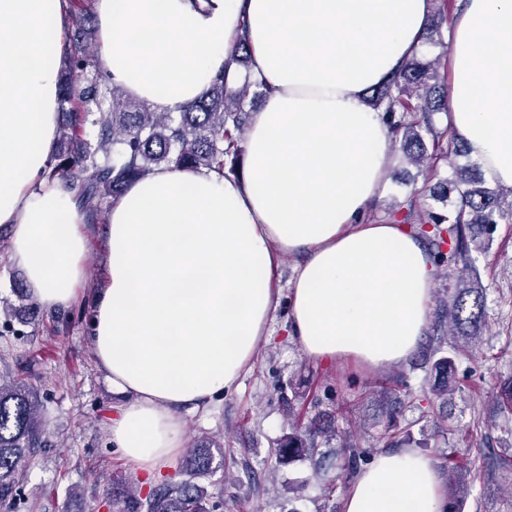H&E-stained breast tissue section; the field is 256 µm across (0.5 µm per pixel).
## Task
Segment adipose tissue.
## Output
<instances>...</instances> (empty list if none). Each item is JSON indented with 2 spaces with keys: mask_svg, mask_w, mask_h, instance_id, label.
<instances>
[{
  "mask_svg": "<svg viewBox=\"0 0 512 512\" xmlns=\"http://www.w3.org/2000/svg\"><path fill=\"white\" fill-rule=\"evenodd\" d=\"M431 0H96L101 69L156 112L209 88L239 26L270 88L246 132L247 175L161 167L107 216L109 263L89 346L119 401L112 445L145 477L184 446V418L236 391L277 308L303 356L373 369L425 334L437 267L407 225L366 220L385 191L392 135L364 97L422 45ZM64 0H0V227L47 312L87 277L82 215L42 175L56 148ZM449 130L493 182L512 186V0H464L454 18ZM416 449L379 452L343 512H447Z\"/></svg>",
  "mask_w": 512,
  "mask_h": 512,
  "instance_id": "ef3b65f1",
  "label": "adipose tissue"
}]
</instances>
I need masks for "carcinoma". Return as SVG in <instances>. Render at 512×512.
<instances>
[{
	"instance_id": "obj_1",
	"label": "carcinoma",
	"mask_w": 512,
	"mask_h": 512,
	"mask_svg": "<svg viewBox=\"0 0 512 512\" xmlns=\"http://www.w3.org/2000/svg\"><path fill=\"white\" fill-rule=\"evenodd\" d=\"M430 26L440 29L447 21L448 0H432ZM248 32L241 27L227 50L226 65L249 67ZM438 60L423 62L412 56L384 85L371 90L367 105L385 113L394 140L401 143L406 159L432 169L452 155L466 152L449 137L448 127L439 128L432 116L448 111ZM230 74L219 70L199 99L178 112H154L123 89L112 84L97 59L83 44L71 50L60 86V104L69 105L68 128L61 131V150L44 173L47 181L59 180L72 194L78 210L89 224L107 223L110 204L127 186L148 176L155 168L207 169L237 174L225 168L242 155L244 134L252 107L249 91L264 97L267 87L245 73L237 90L229 87ZM434 147L448 141V152L426 154L425 138ZM451 174L442 182V192L424 184L391 208L383 221L414 225V233L429 241L434 256L448 268H461L447 304L448 331L464 341L480 335L485 319V293L473 266L472 250L486 244L477 240L490 235L496 224L512 223V189L503 192L486 186L478 162L465 166L449 163ZM455 193L452 208L438 213L423 198H448ZM454 360L438 358L434 369L439 383L434 395L447 397L456 390L451 380ZM319 429L307 428L288 435L279 449L282 458L309 452ZM48 445L40 415L37 389L14 381L0 384V504L15 500L26 474L24 463ZM212 446L200 444L181 462V471L191 477L213 470ZM112 512H215L213 496L189 479L166 482L142 498L132 490L112 489Z\"/></svg>"
}]
</instances>
